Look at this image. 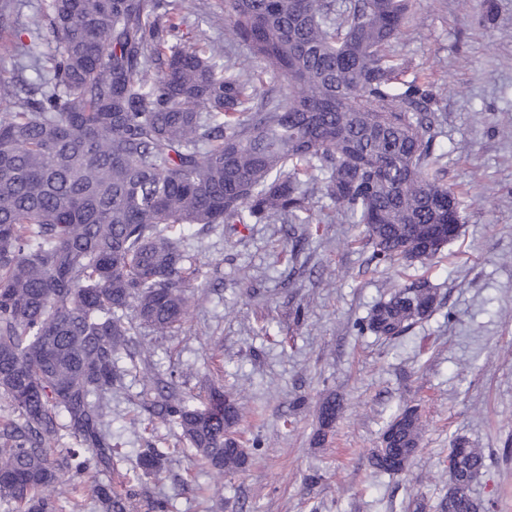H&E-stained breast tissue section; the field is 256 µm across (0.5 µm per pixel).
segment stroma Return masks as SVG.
Returning <instances> with one entry per match:
<instances>
[{"mask_svg":"<svg viewBox=\"0 0 512 512\" xmlns=\"http://www.w3.org/2000/svg\"><path fill=\"white\" fill-rule=\"evenodd\" d=\"M4 5L0 69L34 81L12 53L30 41L42 2ZM397 48L406 79L448 90L434 152L461 195L459 234L425 263L376 264L360 227L321 193L295 257L284 224L194 226L188 251L204 285L178 335L140 329L120 356L106 419L121 471L144 449L165 454L140 489L168 512H413L417 499L436 512L459 436L486 458L474 496L512 512V137L502 135L512 130V0H413ZM418 278L437 292L430 317L392 340L359 334L372 305ZM146 367L182 393L221 385L243 404L235 436L252 448L243 472L217 483L175 429L150 418ZM329 396L341 411L318 445ZM407 405L424 423L420 448L408 472H377L371 452ZM136 416L141 426H131Z\"/></svg>","mask_w":512,"mask_h":512,"instance_id":"1","label":"stroma"}]
</instances>
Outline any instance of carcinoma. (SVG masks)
<instances>
[{"instance_id": "obj_1", "label": "carcinoma", "mask_w": 512, "mask_h": 512, "mask_svg": "<svg viewBox=\"0 0 512 512\" xmlns=\"http://www.w3.org/2000/svg\"><path fill=\"white\" fill-rule=\"evenodd\" d=\"M195 11L284 82L281 98L260 97L221 41L180 38L184 0H48L47 34L15 50L40 98L0 75V399L18 418L0 432V501L25 512H82L76 478L117 473L105 424L117 356L139 326L175 335L201 277L174 231L308 224L321 183L379 263H423L458 235L462 201L433 151L448 89L404 80L391 49L409 0H227L224 16L199 0ZM435 302L414 280L358 329L394 339ZM158 396V417L217 480L246 467L224 387ZM340 408L322 401V427ZM61 428L76 447L56 457ZM422 433L418 409H403L372 467L407 472ZM162 465L152 448L139 458L146 474ZM484 468L467 448L439 512H486L471 487ZM118 477L91 486L100 512H134L138 477Z\"/></svg>"}]
</instances>
